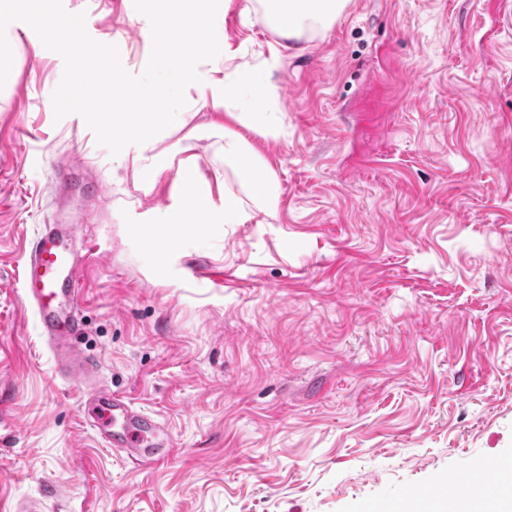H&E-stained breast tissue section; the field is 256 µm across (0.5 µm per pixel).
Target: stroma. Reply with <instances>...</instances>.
Listing matches in <instances>:
<instances>
[{
	"label": "stroma",
	"instance_id": "35a3bbf8",
	"mask_svg": "<svg viewBox=\"0 0 512 512\" xmlns=\"http://www.w3.org/2000/svg\"><path fill=\"white\" fill-rule=\"evenodd\" d=\"M143 0H28L0 88V505L43 512H428L412 486L496 488L512 512V0H349L332 29L261 77L270 124L202 112L165 146L225 172L242 132L281 187L264 224L188 228L154 253L130 222L171 203L173 174L133 192L112 138L73 112L59 37L131 30ZM260 60L278 37L245 24ZM66 204L81 350L172 445L138 464L102 445L84 388L60 378L20 286L38 225ZM500 462L496 476L488 459Z\"/></svg>",
	"mask_w": 512,
	"mask_h": 512
}]
</instances>
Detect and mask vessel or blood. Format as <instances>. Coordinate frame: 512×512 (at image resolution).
Wrapping results in <instances>:
<instances>
[{"instance_id":"b4317fda","label":"vessel or blood","mask_w":512,"mask_h":512,"mask_svg":"<svg viewBox=\"0 0 512 512\" xmlns=\"http://www.w3.org/2000/svg\"><path fill=\"white\" fill-rule=\"evenodd\" d=\"M68 235L67 225H40L31 243L22 291L33 307L42 336L53 348L60 373L85 383L97 374L98 366L73 343L81 331L74 312L80 299L81 260ZM84 404L91 427L106 447L141 464L158 462L170 454L171 444L161 438L159 422L127 397L97 391L89 394Z\"/></svg>"}]
</instances>
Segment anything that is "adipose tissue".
Returning a JSON list of instances; mask_svg holds the SVG:
<instances>
[{"instance_id":"adipose-tissue-1","label":"adipose tissue","mask_w":512,"mask_h":512,"mask_svg":"<svg viewBox=\"0 0 512 512\" xmlns=\"http://www.w3.org/2000/svg\"><path fill=\"white\" fill-rule=\"evenodd\" d=\"M348 0H243L241 15L274 30L280 41L270 50L263 69L254 68L241 50L232 48L224 31L225 0H149L132 23L151 48L149 67L155 76L133 81L123 63L110 53L123 44L122 32L111 40L83 48L80 66H94L102 76L93 95L75 90L74 103L99 104L90 120L112 136V153L130 173L133 186L143 195L154 192L161 177L174 173L176 199L159 212L168 248H176L187 225L246 224L257 215L274 216L279 203V183L268 164L254 154L247 139L225 131L220 151L224 167L235 174L242 194L215 196L200 171L196 156L164 146L171 134L185 128L199 112L211 110L234 114L249 127L264 115L261 97L243 100L260 71H274L284 51L297 48L315 30H329L343 13ZM202 29L206 38L188 46V28ZM136 86L142 100L155 103L147 114L131 111L128 86Z\"/></svg>"}]
</instances>
